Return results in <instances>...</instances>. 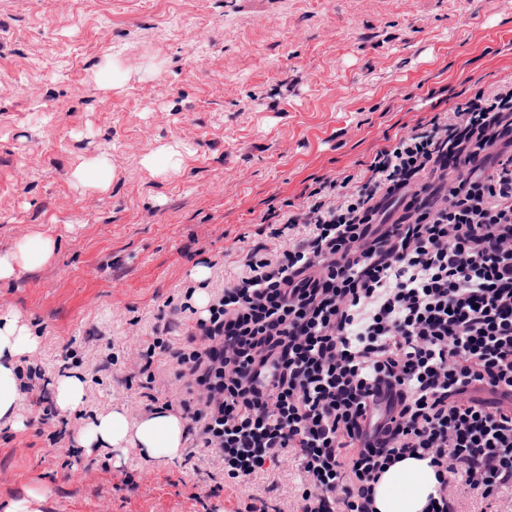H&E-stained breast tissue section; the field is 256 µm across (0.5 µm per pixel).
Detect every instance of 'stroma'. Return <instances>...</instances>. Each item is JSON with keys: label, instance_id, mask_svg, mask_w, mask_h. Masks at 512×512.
<instances>
[{"label": "stroma", "instance_id": "35a3bbf8", "mask_svg": "<svg viewBox=\"0 0 512 512\" xmlns=\"http://www.w3.org/2000/svg\"><path fill=\"white\" fill-rule=\"evenodd\" d=\"M510 73L512 0H0V251L36 229L60 239L50 265L0 284V311L41 340L26 367L86 381L70 415L23 394L24 430L0 428V505L40 485L42 512H296L295 458L243 487L207 458L87 457L77 432L183 398L174 361L146 375L141 353L157 334L187 342L194 266L217 291L248 249L277 247L268 208ZM173 141L191 150L181 172L151 176L143 156ZM100 154L105 193L71 179Z\"/></svg>", "mask_w": 512, "mask_h": 512}]
</instances>
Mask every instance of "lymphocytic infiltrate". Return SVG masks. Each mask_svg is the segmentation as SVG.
<instances>
[{
	"label": "lymphocytic infiltrate",
	"instance_id": "lymphocytic-infiltrate-1",
	"mask_svg": "<svg viewBox=\"0 0 512 512\" xmlns=\"http://www.w3.org/2000/svg\"><path fill=\"white\" fill-rule=\"evenodd\" d=\"M196 322L155 339L187 377L197 453L246 484L294 454L300 512H374L400 460L429 459L425 512L512 490V80L394 135L279 215Z\"/></svg>",
	"mask_w": 512,
	"mask_h": 512
}]
</instances>
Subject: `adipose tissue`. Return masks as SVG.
<instances>
[{
  "label": "adipose tissue",
  "mask_w": 512,
  "mask_h": 512,
  "mask_svg": "<svg viewBox=\"0 0 512 512\" xmlns=\"http://www.w3.org/2000/svg\"><path fill=\"white\" fill-rule=\"evenodd\" d=\"M57 238L36 230L17 248L0 252V283L12 281L19 272H34L51 263ZM40 347L30 326L18 313L0 311V427L21 429L19 413L22 380L18 365L23 356ZM186 439L184 420L169 411H155L129 421L123 407L94 414L77 436L86 454L100 450L136 449L140 458L170 462L180 457ZM437 486L428 460L409 457L383 473L375 488L376 512H423Z\"/></svg>",
  "instance_id": "ef3b65f1"
}]
</instances>
